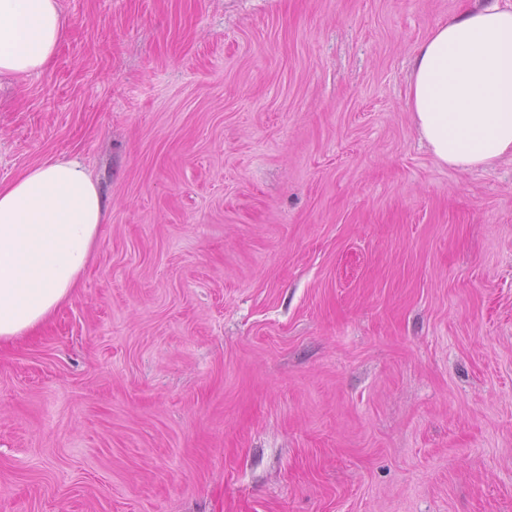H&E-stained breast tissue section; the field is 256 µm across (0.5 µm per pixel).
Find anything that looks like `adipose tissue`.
I'll return each instance as SVG.
<instances>
[{
  "label": "adipose tissue",
  "mask_w": 512,
  "mask_h": 512,
  "mask_svg": "<svg viewBox=\"0 0 512 512\" xmlns=\"http://www.w3.org/2000/svg\"><path fill=\"white\" fill-rule=\"evenodd\" d=\"M66 31L60 0H0V78L48 69ZM407 98L438 164L466 172L512 160V8L485 0L438 23L414 52ZM105 208L74 159L0 182V343L33 333L71 298Z\"/></svg>",
  "instance_id": "obj_1"
}]
</instances>
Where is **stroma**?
<instances>
[{
    "label": "stroma",
    "instance_id": "obj_1",
    "mask_svg": "<svg viewBox=\"0 0 512 512\" xmlns=\"http://www.w3.org/2000/svg\"><path fill=\"white\" fill-rule=\"evenodd\" d=\"M475 0H61L0 182L77 159L81 285L0 347V512H512V162L421 143Z\"/></svg>",
    "mask_w": 512,
    "mask_h": 512
}]
</instances>
